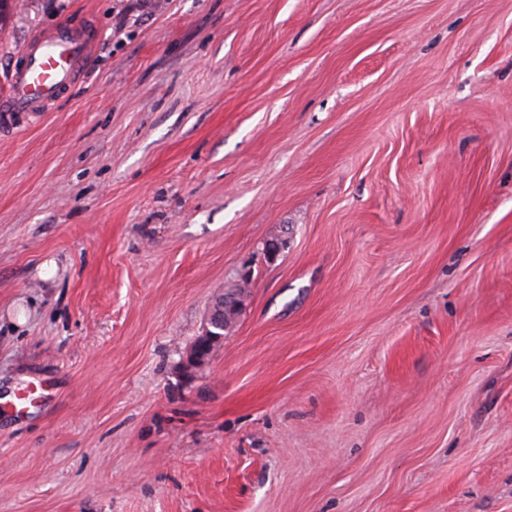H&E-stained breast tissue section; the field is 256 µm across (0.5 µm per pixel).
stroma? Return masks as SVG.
Here are the masks:
<instances>
[{
    "label": "stroma",
    "mask_w": 512,
    "mask_h": 512,
    "mask_svg": "<svg viewBox=\"0 0 512 512\" xmlns=\"http://www.w3.org/2000/svg\"><path fill=\"white\" fill-rule=\"evenodd\" d=\"M150 3L9 0L0 512H512V0ZM94 52L93 42L67 25L42 30L25 48L24 64L13 73L7 99L0 101L4 119L14 114L45 112ZM245 292L237 290L224 295L216 301L215 306L208 312L204 320L202 339L183 358L185 373L202 365L216 348L224 343V335L234 326L238 317L245 308ZM200 356V357H199Z\"/></svg>",
    "instance_id": "obj_1"
}]
</instances>
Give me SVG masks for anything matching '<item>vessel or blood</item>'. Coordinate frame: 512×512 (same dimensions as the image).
Listing matches in <instances>:
<instances>
[{
    "label": "vessel or blood",
    "mask_w": 512,
    "mask_h": 512,
    "mask_svg": "<svg viewBox=\"0 0 512 512\" xmlns=\"http://www.w3.org/2000/svg\"><path fill=\"white\" fill-rule=\"evenodd\" d=\"M93 42L82 32L59 25L42 30L24 50L7 99L0 101V116L46 111L93 57Z\"/></svg>",
    "instance_id": "b4317fda"
}]
</instances>
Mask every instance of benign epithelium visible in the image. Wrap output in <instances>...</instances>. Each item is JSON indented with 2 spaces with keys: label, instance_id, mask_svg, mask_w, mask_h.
<instances>
[{
  "label": "benign epithelium",
  "instance_id": "7a95c632",
  "mask_svg": "<svg viewBox=\"0 0 512 512\" xmlns=\"http://www.w3.org/2000/svg\"><path fill=\"white\" fill-rule=\"evenodd\" d=\"M288 241V231H283V236L264 243L263 254L269 259H275ZM245 308V293L234 290L216 301L215 306L208 312L204 320L202 339L195 349L186 353L183 358L184 371L191 370L202 365L205 358L222 346L224 335L234 326L238 317Z\"/></svg>",
  "mask_w": 512,
  "mask_h": 512
}]
</instances>
